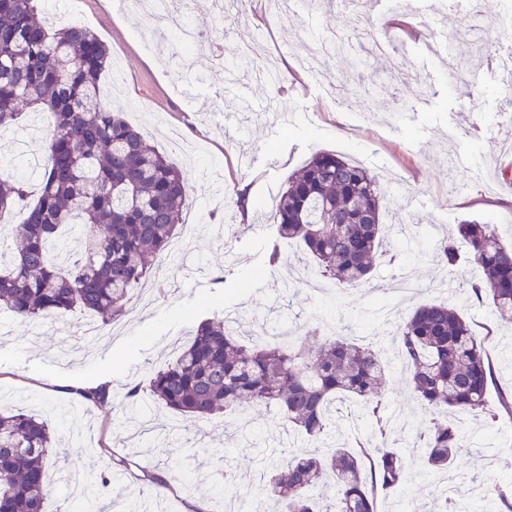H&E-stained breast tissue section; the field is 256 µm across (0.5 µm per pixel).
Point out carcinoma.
Returning a JSON list of instances; mask_svg holds the SVG:
<instances>
[{"label":"carcinoma","mask_w":512,"mask_h":512,"mask_svg":"<svg viewBox=\"0 0 512 512\" xmlns=\"http://www.w3.org/2000/svg\"><path fill=\"white\" fill-rule=\"evenodd\" d=\"M36 0H0V129L19 123L25 108L45 126L47 163L39 193L18 224L0 237V307L23 321L87 312L108 326L126 313L129 290L170 259L189 198L188 174L145 139L122 113L99 97L107 69L104 44L88 27L50 30L36 17ZM26 197V183L0 176V214ZM387 203L380 179L330 152L314 154L288 176L274 212L269 263L296 243L339 288L370 282L377 262L397 252L383 221ZM470 255L481 270L471 285L490 300L500 322L512 323V248L487 224L457 225L436 241L445 268ZM396 356L414 399L430 415L417 437L421 467L441 476L464 448L454 412L487 408L493 365L473 323L441 301L417 307L394 326ZM389 362L379 343L364 344L324 322L279 344L240 340L224 319H206L147 386L127 387L123 406L146 401L185 424L229 410L277 409L310 448L284 454L288 464L261 479L256 507L274 497L278 512H377V500L413 477L395 448L386 417ZM82 404L107 399L103 385L72 389ZM357 403L353 415L371 422L369 444L338 446L329 407L337 397ZM53 432L22 409L0 410V512H43L50 493L46 462Z\"/></svg>","instance_id":"1"}]
</instances>
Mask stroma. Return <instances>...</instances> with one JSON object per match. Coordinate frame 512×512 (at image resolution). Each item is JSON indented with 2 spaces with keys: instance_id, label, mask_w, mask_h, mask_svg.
<instances>
[{
  "instance_id": "stroma-1",
  "label": "stroma",
  "mask_w": 512,
  "mask_h": 512,
  "mask_svg": "<svg viewBox=\"0 0 512 512\" xmlns=\"http://www.w3.org/2000/svg\"><path fill=\"white\" fill-rule=\"evenodd\" d=\"M491 1L497 4L499 26L473 28L462 9L450 6L414 18L419 38L398 40L387 52L374 54L357 36L352 13L337 2L329 7L324 0H282L271 12L265 0H252L232 23L197 21L223 64L191 52L180 56L174 69L147 62L153 50L149 19L119 10L118 0H78L73 7L125 70L109 106L125 112L188 172L184 221L196 230L186 252L189 267L164 264L157 279L134 288L128 313L106 326L91 348L79 342L83 313L62 315L67 329L59 332L0 309V405L46 421L59 440L47 465L58 485L45 512H83L61 475L111 474L124 457L131 461L127 474L100 497L93 512H124L148 473L188 470L209 486L219 462L233 469L235 492L253 490L261 472L255 458L266 455L261 438L278 437L286 428L276 412L265 411L256 422L246 414L217 415L195 426L209 452L189 459L180 451L159 450L163 437L157 427L172 420L169 410L154 409L156 428L146 433L140 429L141 413L119 404L125 388L168 363L199 322L231 312L241 313L246 325L256 312L290 325L315 316L344 321L355 338L368 343L382 306L397 304L403 317L421 304L445 301L463 311L478 337L487 340L496 371L489 406H497L501 393L512 394V325L494 319L489 301L458 288L442 292L448 272L432 255L436 230L467 221L495 225L502 242L512 243V152L500 149L512 139V127L501 124L512 86L489 66L493 56L512 53V0H474L473 5L483 13ZM443 28L461 39L452 70L443 55L425 45ZM331 34L345 35L341 53L356 64L340 112L315 74L300 67L302 60L318 59L321 41ZM245 35L254 42L247 56L238 51ZM275 54L292 59L296 70L249 85L253 67ZM278 99L292 103V122L282 123L271 113ZM228 113L236 115V124L225 125ZM318 151L362 164L386 181L385 220L422 285L419 293L394 302L389 287L397 270L385 265L377 270L374 289L343 291L327 280L324 293H317L307 280L288 277L289 266H313L296 245L288 249L289 265L269 271L266 245L274 234L275 202L288 176ZM460 154L496 179L497 187L474 185L468 169H452L451 157ZM246 156L255 159L247 171L240 166ZM232 181L255 190V209L242 234L240 213L227 198ZM85 380L108 383L110 399L79 404L71 389ZM387 386V414L394 417L398 447L406 452L426 416L409 396L400 361L389 366ZM463 421L469 447L451 467L460 482L457 504L469 512H498L497 490L512 491V427L491 425L479 412ZM436 497L431 478L419 475L400 494L380 500L378 512H431Z\"/></svg>"
}]
</instances>
